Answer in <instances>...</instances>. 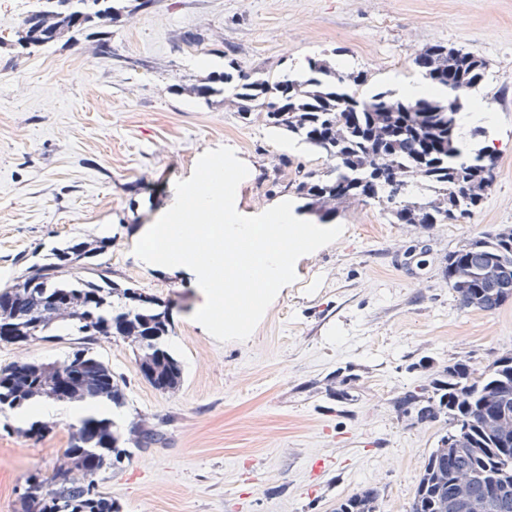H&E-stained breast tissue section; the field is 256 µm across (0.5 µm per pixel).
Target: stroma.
I'll return each instance as SVG.
<instances>
[{"label": "stroma", "instance_id": "stroma-1", "mask_svg": "<svg viewBox=\"0 0 512 512\" xmlns=\"http://www.w3.org/2000/svg\"><path fill=\"white\" fill-rule=\"evenodd\" d=\"M35 5L0 0V287L64 242L108 238L113 281L166 307L183 368L159 390L135 342L98 348L120 377L123 428L166 434L99 472L115 512H336L367 487L380 512H407L448 420L417 422L398 401L456 361L480 368L512 350V301L461 310L445 276L449 251L512 227V0H154L113 23L108 54L88 36L21 45ZM437 42L488 64L478 93L494 110L485 142L498 165L482 205L447 224H395L373 200L337 208L342 235L297 261L250 338L214 339L192 319L205 300L194 272L133 252L175 182L229 147L249 169L235 207L255 215L329 162L265 113L241 116L232 93L205 100L194 87L229 60L254 80L316 58L350 60L369 88L392 92ZM68 351L65 339L0 342V367ZM70 437L65 420L30 436L0 416V512H20L26 477L52 469Z\"/></svg>", "mask_w": 512, "mask_h": 512}]
</instances>
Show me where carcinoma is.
<instances>
[{"instance_id": "carcinoma-1", "label": "carcinoma", "mask_w": 512, "mask_h": 512, "mask_svg": "<svg viewBox=\"0 0 512 512\" xmlns=\"http://www.w3.org/2000/svg\"><path fill=\"white\" fill-rule=\"evenodd\" d=\"M125 9L127 6L113 0H37V8L22 22L19 42L39 47L64 33L80 35L92 25L104 28ZM39 13L53 15V24L43 28L35 23L34 15ZM414 64L424 74L434 70L455 75L457 84L448 90L446 100H403L389 91L364 95L358 88L366 85L367 75H362L353 90L348 75L318 61L309 62L301 79L262 80L240 75L230 62L223 75L196 86L195 94L208 98L224 93V85L232 84L243 114L257 107L265 109L273 127L332 161L327 171H311L296 185L295 192L307 200V207L322 209L342 186L346 203L376 198L391 205L396 221L416 209L421 223L446 224L481 205L485 185L496 168L497 159L489 147L471 144L462 149L457 145L453 120V112L467 100L468 92L484 81L487 63L472 52L438 43L419 54ZM290 83L302 87L303 94L284 97ZM390 170L403 184L399 196L385 188ZM417 176L434 191L435 198L427 202L408 199V186ZM465 261L475 276L459 283L453 270ZM485 263L507 269L511 287L502 290L485 284L480 277ZM77 266L82 269L79 275L74 273ZM445 276L460 308L488 313L498 310L512 300V230L474 237L448 252ZM19 286L27 292L28 313L17 316L0 306V329L8 327L12 332L10 337L0 332V340L13 344L15 336L33 340L70 336L72 342L67 358L52 371H45L35 361L1 368L0 414L19 410L35 397L56 398V374L61 367L83 374L85 385L72 393L73 397L122 407L124 396L116 376L95 352L101 339L112 338L116 319L142 330L138 348L141 361L151 364L147 380L161 390L180 381L181 364L165 346L166 313L131 304L135 296L112 283V269L99 260L98 251L78 250L72 242L56 247L1 288L0 297L13 294ZM59 292L83 300L85 309L57 324L51 307ZM502 405L512 410L511 351L497 355L480 369L465 361L455 362L433 381V395L423 398L410 391L403 397L399 412H413L419 422L442 414L448 417V430L425 463L408 512H477L468 504L490 493L507 501L506 512H512V446L502 447L505 439L484 425L488 412ZM163 440L162 430H145L138 436L137 447L147 450ZM124 444L116 422L94 415L80 419L64 450L66 466L33 473L20 499L39 506L37 512H102L100 506L107 497L99 490L96 476L127 457ZM445 449L457 467L442 465L440 453ZM458 468L471 475L464 498L455 493ZM378 498V489L367 487L343 500L336 512H376Z\"/></svg>"}]
</instances>
